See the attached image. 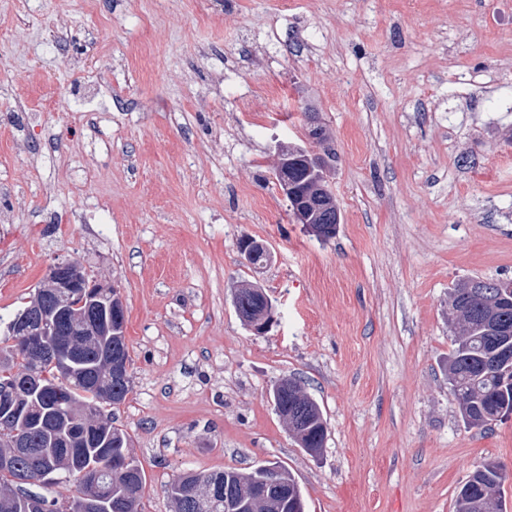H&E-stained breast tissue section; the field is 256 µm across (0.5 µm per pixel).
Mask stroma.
I'll use <instances>...</instances> for the list:
<instances>
[{"label": "stroma", "mask_w": 512, "mask_h": 512, "mask_svg": "<svg viewBox=\"0 0 512 512\" xmlns=\"http://www.w3.org/2000/svg\"><path fill=\"white\" fill-rule=\"evenodd\" d=\"M309 112L327 240L275 178ZM67 259L125 304L142 512H174L182 472L269 461L307 512H455L494 461L512 512V418L467 428L446 374L451 288L512 279V0H0V320ZM289 376L319 455L270 399ZM242 293L245 296L247 305L251 309L252 315H257L262 312V306L259 299L247 288L252 287H241ZM252 291L259 293L264 300V310L261 315L255 318H244V322L249 330L257 335H263L269 331L272 325L276 322L275 308L270 297L263 291L262 288H252ZM300 388L299 392L277 396V401L279 404L289 408V411H293L301 419L306 420L305 430L298 432L301 442L299 446L310 454L313 451L317 453L322 450L325 444L326 436L325 439L320 441L316 439L323 423L326 424V420L319 404L307 394L303 386H300Z\"/></svg>", "instance_id": "stroma-1"}]
</instances>
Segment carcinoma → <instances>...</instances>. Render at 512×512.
<instances>
[{"mask_svg": "<svg viewBox=\"0 0 512 512\" xmlns=\"http://www.w3.org/2000/svg\"><path fill=\"white\" fill-rule=\"evenodd\" d=\"M456 316L454 348L448 357V384L458 404L462 422L470 428L486 429L512 411V386L501 380L498 357L507 350L512 353V301L489 304L478 296L461 297ZM79 300H52L66 320L58 323L52 343L74 342L70 372L59 377L48 354L34 360L26 352L19 337L8 332L0 338V387L20 392L22 400H0V441L8 444L16 436H24L28 447L19 449L14 467L0 470V512H26L24 502L32 497L49 501L61 508L64 502L27 489L22 479L34 476L41 468L55 466L56 482L71 481L74 469H97L110 460H127L128 473L112 472V501L108 512H142V498L146 476L139 462L129 452L130 438L121 428L113 425L112 413L105 415L103 423L94 425L84 418V412H102L107 401L119 407L126 400L130 387L113 382L107 374L109 357L129 358L125 336H70V324L81 319H98L99 311L76 307ZM31 370L41 375V390L22 391V377ZM69 403L78 414L75 425L62 420L56 411V400ZM279 404L289 408L306 421L305 429L298 432L301 448L306 452H319L325 440H317L325 423L319 404L305 390L277 397ZM271 474L288 482L289 507L306 508L303 492L288 469L270 462L242 473L234 468L212 472H187L166 485L167 496L176 512H189L185 507L194 485L218 480L238 489L253 493ZM505 474L497 462H487L473 470L460 487L456 497L457 512H478L476 493L488 488L495 493L499 512H506L503 498Z\"/></svg>", "mask_w": 512, "mask_h": 512, "instance_id": "carcinoma-1", "label": "carcinoma"}]
</instances>
